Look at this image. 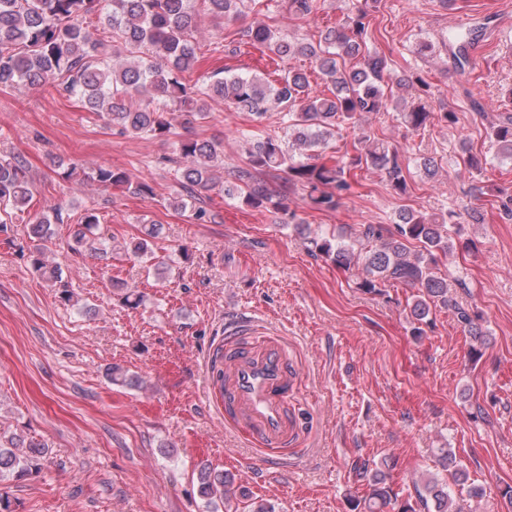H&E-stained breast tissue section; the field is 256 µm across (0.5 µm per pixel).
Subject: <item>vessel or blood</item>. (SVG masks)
<instances>
[{
    "label": "vessel or blood",
    "mask_w": 512,
    "mask_h": 512,
    "mask_svg": "<svg viewBox=\"0 0 512 512\" xmlns=\"http://www.w3.org/2000/svg\"><path fill=\"white\" fill-rule=\"evenodd\" d=\"M299 375L287 346L270 336H235L224 347L220 389L225 418L267 448L292 442L296 424L287 412Z\"/></svg>",
    "instance_id": "b4317fda"
}]
</instances>
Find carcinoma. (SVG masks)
Masks as SVG:
<instances>
[{
	"instance_id": "obj_1",
	"label": "carcinoma",
	"mask_w": 512,
	"mask_h": 512,
	"mask_svg": "<svg viewBox=\"0 0 512 512\" xmlns=\"http://www.w3.org/2000/svg\"><path fill=\"white\" fill-rule=\"evenodd\" d=\"M202 2L207 15L221 22L245 18L250 0ZM373 2L362 0L354 15L321 33L316 42L304 36L288 39L255 17L236 32V38L222 45L227 54L236 53L240 44H251L281 60L308 59L331 85L330 94L317 95L307 71L296 67L271 81L228 70L214 73L202 85L187 79L185 73L196 61L200 24L193 0H0V87L18 91L53 87L79 100L87 111L124 135L165 136L171 132L169 116L175 112L188 128L208 116L210 100L246 112L257 121L276 109L284 135L268 134L251 143L244 164L231 170L235 190L227 189L225 194L264 209L276 216L279 224H297L296 214L288 211V192L300 188L307 192L313 208L334 210L351 188L347 174L356 168L378 173L398 195L407 193L398 147L372 136L362 118L399 106L402 97L385 93L389 82L417 92L419 99L427 95L428 84L420 76L411 84L395 79L385 55L363 52ZM282 3L294 14L307 17L315 0ZM93 15L102 17L105 25L97 39L86 27ZM359 55L362 64L346 65L345 58ZM398 115L414 132L436 120L447 125L456 122L455 113L437 112L424 103ZM345 125L357 130L355 154L348 161L326 157L323 150ZM489 139L499 156L512 160L511 115L507 122L491 126ZM175 151L176 157L169 162L176 164L181 193L173 204L185 208L201 191L218 183L212 173L217 145L188 137L175 143ZM64 178L79 185L125 186L136 195L152 194L149 185L135 184L126 171L109 165L82 174L70 167ZM32 196L33 181L24 161L0 157V224L7 223L11 214L25 211ZM61 222V212L56 209L53 217H37L27 229L28 236L38 242L31 265L50 282L59 280L58 267L48 263L52 224ZM97 226L96 214L86 213L74 231L70 250L105 251L104 242L96 237ZM158 234V225L145 224L141 237L123 251L134 258L147 257L149 242ZM310 243L337 268L357 270L358 287L368 294H378L386 285L417 289L411 306V315L419 323L416 335H424L423 326L433 324L431 311L440 308L454 310L463 332L478 341L484 336L480 315L457 301L448 279L440 273V257L448 254L444 218L405 208L392 231L381 224H359L337 236L317 234ZM413 243L420 244V249H411ZM107 376L115 384L139 385V380L119 365L110 367ZM44 456L45 447L39 441L19 435L0 438V478L37 471ZM357 470L368 479L365 512H455L451 484L466 481V475L455 468L454 454L446 448L437 449L435 471L421 475L414 500L399 499L389 473L382 468L370 470L363 462ZM197 480L199 495L210 506L223 501L224 512H275L273 504L253 499L231 473L201 464Z\"/></svg>"
}]
</instances>
